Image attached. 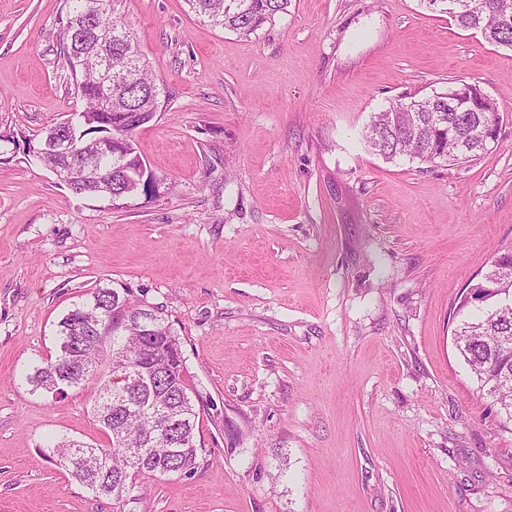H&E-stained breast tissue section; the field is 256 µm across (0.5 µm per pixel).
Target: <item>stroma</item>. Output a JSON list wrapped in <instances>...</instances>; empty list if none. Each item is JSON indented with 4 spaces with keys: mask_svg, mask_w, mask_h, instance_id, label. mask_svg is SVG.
Returning a JSON list of instances; mask_svg holds the SVG:
<instances>
[{
    "mask_svg": "<svg viewBox=\"0 0 512 512\" xmlns=\"http://www.w3.org/2000/svg\"><path fill=\"white\" fill-rule=\"evenodd\" d=\"M62 0H0V126L78 108ZM165 112L136 144L155 194L79 197L0 161V512H512V430L458 356L456 307L512 247V50L419 0H291L258 33L185 0H115ZM500 110L456 166L389 162L372 112L456 81ZM128 289L180 342L199 413L194 473L116 508L45 443L106 436L96 382L23 381L93 288Z\"/></svg>",
    "mask_w": 512,
    "mask_h": 512,
    "instance_id": "1",
    "label": "stroma"
}]
</instances>
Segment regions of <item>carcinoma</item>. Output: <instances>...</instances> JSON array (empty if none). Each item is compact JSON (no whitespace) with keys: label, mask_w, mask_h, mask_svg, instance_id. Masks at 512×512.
I'll return each instance as SVG.
<instances>
[{"label":"carcinoma","mask_w":512,"mask_h":512,"mask_svg":"<svg viewBox=\"0 0 512 512\" xmlns=\"http://www.w3.org/2000/svg\"><path fill=\"white\" fill-rule=\"evenodd\" d=\"M114 0H63L60 47L83 108L71 113L64 130L80 158L95 159L112 179V205L138 194L151 196L158 179L143 169L136 135L167 106L168 95L141 53L131 25L114 14ZM461 29L481 34L498 47L512 48V14L498 20V10L512 11V0H482L488 9L448 11V0H419ZM191 12L220 30L249 36L288 12L290 0H185ZM491 121L489 112H452L448 93L416 100L398 99L370 115L363 137L369 149L387 160L406 158L449 166L485 152L474 130ZM474 307L454 330V344L477 382L479 392L495 401L512 424V247L490 261L457 306ZM127 328L112 335L110 351L124 369L147 374L128 390L110 388L99 379L93 404L108 444L93 447L74 440L51 446L50 457L62 464L73 448L83 452L76 479L94 496L119 505L146 476L182 477L196 466L195 430L199 413L191 397L179 342L162 313L136 303L116 288H95L58 322L55 357L35 366L26 377L34 391L55 393L99 375L103 343L97 331L119 321ZM175 414V427L165 426Z\"/></svg>","instance_id":"obj_1"}]
</instances>
